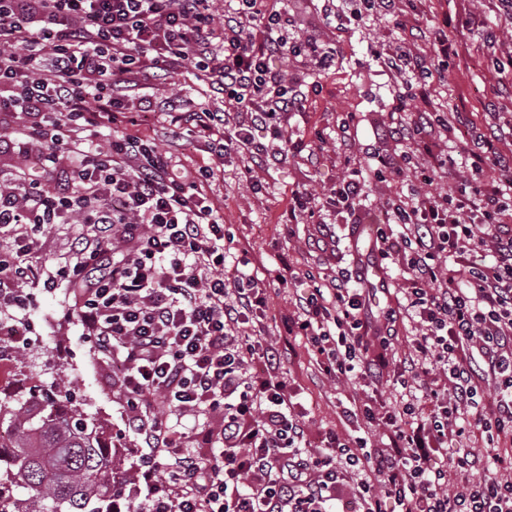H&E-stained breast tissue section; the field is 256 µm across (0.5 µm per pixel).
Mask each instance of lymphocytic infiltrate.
<instances>
[{
  "mask_svg": "<svg viewBox=\"0 0 512 512\" xmlns=\"http://www.w3.org/2000/svg\"><path fill=\"white\" fill-rule=\"evenodd\" d=\"M213 0H0V112L23 124L14 146L25 175L0 185V307L26 310L25 282L39 280L40 242L56 224H83L59 277L78 283L74 312L94 355L111 358L126 429L141 456L146 512H512V481L477 475L465 443L483 437L493 463L512 452V158L498 139L461 141L447 113L394 120L400 152L370 153L326 198L294 193L280 226H326L327 215L363 223L369 181L404 182L382 207L374 246L400 254L407 286L371 319L363 289L341 271L279 267L268 283L225 276L234 236L204 185L209 169L176 175L172 159L133 132L141 104L116 94L131 78H157L176 65L219 86L224 109L182 112L225 157L262 158L253 128L269 132L280 156L298 154L284 135L299 91L269 66L271 55L305 57L329 69L335 50L302 43L288 18L264 0H235L216 27ZM428 50H397L414 76L412 96H430L458 45L447 14L426 18ZM242 114L229 123L228 113ZM111 131L107 146L97 139ZM448 187L435 189L437 180ZM468 260V280L453 269ZM282 325L301 338L321 374L380 382L398 321L413 324L414 354L396 381L393 407L365 401L343 415L383 428L388 444L330 428L321 447L292 411L282 352L263 334L269 290L300 280ZM485 367L476 370L474 350Z\"/></svg>",
  "mask_w": 512,
  "mask_h": 512,
  "instance_id": "obj_1",
  "label": "lymphocytic infiltrate"
}]
</instances>
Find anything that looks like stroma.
I'll list each match as a JSON object with an SVG mask.
<instances>
[{"mask_svg": "<svg viewBox=\"0 0 512 512\" xmlns=\"http://www.w3.org/2000/svg\"><path fill=\"white\" fill-rule=\"evenodd\" d=\"M416 4L424 15L448 14L452 23L447 34L457 41L459 55L451 61L446 80L433 83L430 102L413 99L409 109L449 111L456 107L468 119L469 139L491 136L499 119L490 100L500 75L498 64L512 56V28H498L494 40L486 39L481 22L491 14L489 0H416ZM267 5L288 16L296 37L337 51L335 66L325 72L296 58L274 55L269 60L271 69L283 74L303 97L301 110L291 113L285 124L289 139L302 148L300 155L282 161L268 156L254 167L248 153L222 160L209 139L173 134L168 110L179 101L202 102L215 112L224 109L223 95L187 67H174L158 80L129 88V95L149 98L156 112L155 120L140 125L139 130L178 161L179 171L212 169L206 191L220 206L236 240L247 248V273L266 278L285 258L297 272H312L320 280L352 269L360 259L368 266L382 263L388 288L398 293L406 285L399 267L394 261L379 260L371 239L352 244L354 225L331 224L321 234L315 225L296 224L290 236L283 237L276 231V221L293 192L304 188L316 194L328 192L351 168L366 162L369 152L395 149L390 114L406 86L403 76L392 69L391 56L397 47L417 51L424 44L409 29L376 14L338 26V17H350L356 11L357 0H267ZM341 112L357 115L355 127L345 135L336 127ZM25 289L30 299L26 316L30 332L20 351L26 362L51 363L53 370L44 375L45 384L66 386L74 402L99 419L114 442L138 448V441L125 427L112 363L105 357H90V343L71 314L75 289L60 278L49 287L38 282L26 284ZM294 347L284 358L282 373L297 412L309 425L312 443H319V430L344 428L342 410L350 400L370 396L390 406L400 398V386L390 381L367 387L359 380L327 379L318 372L303 341H295Z\"/></svg>", "mask_w": 512, "mask_h": 512, "instance_id": "35a3bbf8", "label": "stroma"}]
</instances>
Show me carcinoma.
Masks as SVG:
<instances>
[{
	"instance_id": "cac0c4a2",
	"label": "carcinoma",
	"mask_w": 512,
	"mask_h": 512,
	"mask_svg": "<svg viewBox=\"0 0 512 512\" xmlns=\"http://www.w3.org/2000/svg\"><path fill=\"white\" fill-rule=\"evenodd\" d=\"M0 512H113L112 478L124 460L94 417L61 386L0 399Z\"/></svg>"
}]
</instances>
